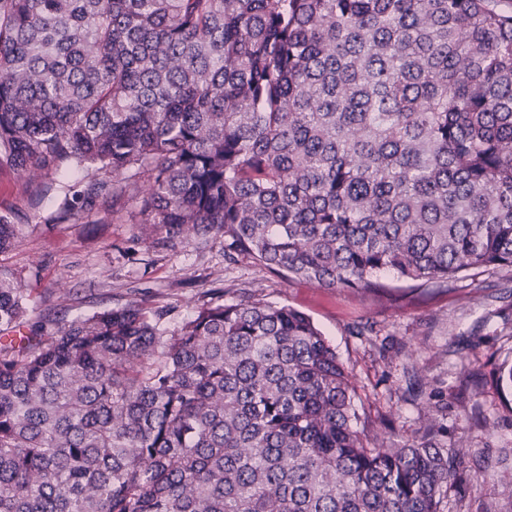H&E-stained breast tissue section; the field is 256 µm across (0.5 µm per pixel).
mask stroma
Returning <instances> with one entry per match:
<instances>
[{
    "label": "stroma",
    "mask_w": 512,
    "mask_h": 512,
    "mask_svg": "<svg viewBox=\"0 0 512 512\" xmlns=\"http://www.w3.org/2000/svg\"><path fill=\"white\" fill-rule=\"evenodd\" d=\"M79 177L56 178L39 207L8 168L0 169V215L19 233L0 264L24 272L31 318L55 331L95 312L146 300L176 328L223 289L225 303L261 299L304 312L351 373L370 437L404 444L429 422L464 469L443 512H512V270L470 271L448 287L382 274L380 292L285 279L246 254L226 256L227 237L170 251L140 239L127 212L99 203L77 223L55 213ZM418 375L420 397L405 395Z\"/></svg>",
    "instance_id": "stroma-1"
}]
</instances>
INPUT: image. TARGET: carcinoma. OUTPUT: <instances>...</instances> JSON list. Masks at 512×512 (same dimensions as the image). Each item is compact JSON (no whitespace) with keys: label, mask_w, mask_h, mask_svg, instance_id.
Segmentation results:
<instances>
[{"label":"carcinoma","mask_w":512,"mask_h":512,"mask_svg":"<svg viewBox=\"0 0 512 512\" xmlns=\"http://www.w3.org/2000/svg\"><path fill=\"white\" fill-rule=\"evenodd\" d=\"M499 0H0V167L94 179L170 250L215 236L327 288L512 269ZM18 228L0 215V254ZM138 302L52 333L0 268V512H442L462 459L357 426L303 313Z\"/></svg>","instance_id":"cac0c4a2"}]
</instances>
